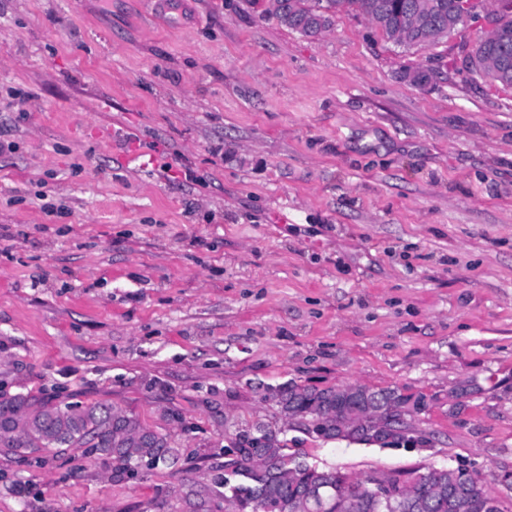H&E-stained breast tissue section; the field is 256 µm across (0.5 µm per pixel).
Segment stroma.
<instances>
[{"instance_id": "obj_1", "label": "stroma", "mask_w": 512, "mask_h": 512, "mask_svg": "<svg viewBox=\"0 0 512 512\" xmlns=\"http://www.w3.org/2000/svg\"><path fill=\"white\" fill-rule=\"evenodd\" d=\"M485 34L0 0V394L113 404L182 449L177 476L122 481L72 449L0 453V512H224L220 448L281 427L266 394L291 382L431 401L425 448L288 431L319 468L512 470V88L459 53Z\"/></svg>"}]
</instances>
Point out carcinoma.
Wrapping results in <instances>:
<instances>
[{
    "label": "carcinoma",
    "mask_w": 512,
    "mask_h": 512,
    "mask_svg": "<svg viewBox=\"0 0 512 512\" xmlns=\"http://www.w3.org/2000/svg\"><path fill=\"white\" fill-rule=\"evenodd\" d=\"M360 12L384 37L398 45L425 47L424 29L444 31L454 0H278L274 15L301 35L316 38L330 28L336 14ZM493 81L512 86V31L507 37L485 38L468 56ZM318 389L288 383L271 391L284 423L300 427L325 419L326 439H343L399 447L417 434L416 417L428 410L422 395L398 388L353 385ZM232 442L236 453L224 456V475L243 481L224 495V509L261 512H501L499 500L480 474L467 468L427 466L395 483L377 498L369 475L352 477L337 470L308 468L288 453V442L263 422L248 423ZM0 448L25 456L52 448L80 449L112 461V476L122 477L145 462L170 467L179 458L170 433L144 426L138 418L103 402L53 403L17 393L0 395Z\"/></svg>",
    "instance_id": "cac0c4a2"
}]
</instances>
